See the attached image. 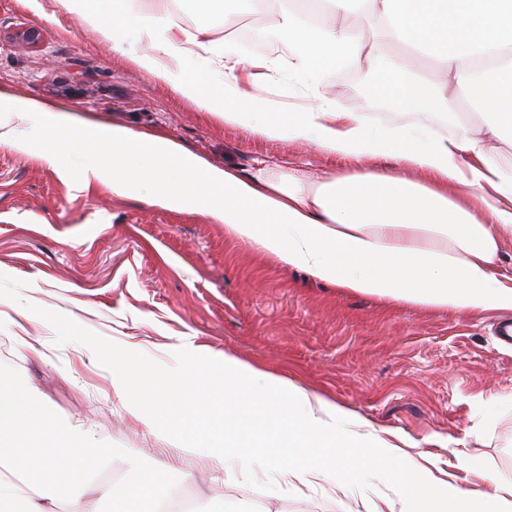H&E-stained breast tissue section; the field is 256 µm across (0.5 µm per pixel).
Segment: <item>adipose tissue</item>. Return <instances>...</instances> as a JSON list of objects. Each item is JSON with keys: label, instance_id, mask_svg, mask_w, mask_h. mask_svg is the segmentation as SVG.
<instances>
[{"label": "adipose tissue", "instance_id": "ef3b65f1", "mask_svg": "<svg viewBox=\"0 0 512 512\" xmlns=\"http://www.w3.org/2000/svg\"><path fill=\"white\" fill-rule=\"evenodd\" d=\"M62 2L133 65L225 125L309 144L354 163L355 171L244 173L212 164L164 132L105 125L58 103L3 92L0 102L29 130L1 132V144L24 152L32 140L49 139L42 153L48 164L63 151L79 154L84 180L214 219L259 254L343 292L431 310L512 312V272L497 265L503 237L512 235V0H300L277 23L288 43L284 58L239 51L235 20L256 13L263 0H192L208 21L191 28L175 21L174 0H112L108 22L96 0ZM356 11L379 24L397 56L393 65L383 66L351 34L344 19ZM219 26L224 36L217 39L212 30ZM420 57L437 69V83L426 86L415 76ZM193 63L219 76L223 103L202 96ZM348 65L374 70L385 98L400 109L417 113L468 101L485 115L486 136L461 122L437 132L417 116L374 122L341 109L327 78ZM285 79L302 87L297 110L259 96ZM411 171L419 180L408 179ZM195 358L192 376L156 377L126 346L127 372L115 386L136 417L160 424L175 447L205 449L227 478L257 463L296 492L327 486L346 494L363 465L359 451L368 448L386 484L374 512H512V479L486 475L461 486L439 476L429 455L407 454L411 442L401 432L376 428L234 355ZM212 399L223 403L221 418L195 408ZM46 429L58 442L34 445ZM240 429L246 442L216 445L218 435ZM111 463L79 427L56 422L32 391L0 379V512L79 505ZM106 495L113 512H141L145 501L151 512H164L167 499L152 474Z\"/></svg>", "mask_w": 512, "mask_h": 512}]
</instances>
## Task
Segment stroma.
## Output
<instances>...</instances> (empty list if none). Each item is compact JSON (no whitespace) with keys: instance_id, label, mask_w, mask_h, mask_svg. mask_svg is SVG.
Instances as JSON below:
<instances>
[{"instance_id":"35a3bbf8","label":"stroma","mask_w":512,"mask_h":512,"mask_svg":"<svg viewBox=\"0 0 512 512\" xmlns=\"http://www.w3.org/2000/svg\"><path fill=\"white\" fill-rule=\"evenodd\" d=\"M0 0V89L60 101L105 124L156 128L219 166L259 164L349 172L314 148L225 125L138 69L59 0ZM283 0L235 21L271 53ZM41 33L38 45L25 30ZM328 81L341 107L380 121L394 110L368 67ZM0 144V374L33 389L57 421L82 425L112 453L83 512H108L101 489L161 475L172 512H369L383 473H363L351 496L318 489L279 496L259 481L228 482L205 458L163 452L156 428L127 411L112 386L126 345L159 376L193 368L185 343L230 352L402 432L439 468L472 461L512 478V346L493 334L500 315L427 312L341 293L229 237L221 224L98 182L63 177L41 157Z\"/></svg>"}]
</instances>
